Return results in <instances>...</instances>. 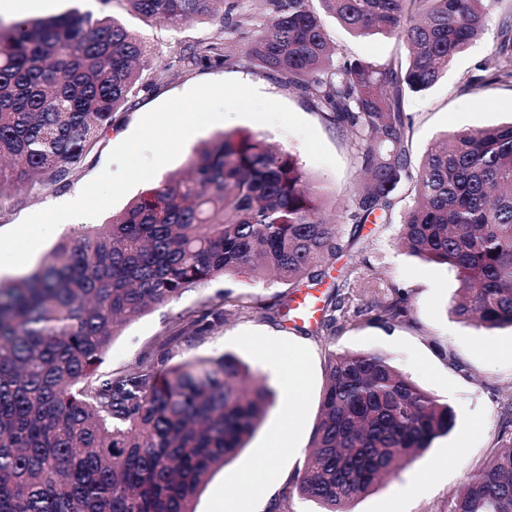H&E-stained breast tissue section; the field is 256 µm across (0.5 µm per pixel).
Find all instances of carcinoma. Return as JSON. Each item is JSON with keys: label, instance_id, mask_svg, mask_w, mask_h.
<instances>
[{"label": "carcinoma", "instance_id": "1", "mask_svg": "<svg viewBox=\"0 0 512 512\" xmlns=\"http://www.w3.org/2000/svg\"><path fill=\"white\" fill-rule=\"evenodd\" d=\"M178 28L224 0H125ZM263 26L232 14L219 34L179 51L183 66L222 64L224 34H251L247 60L350 133L365 181L341 219L322 216L298 157L252 133H219L183 175L166 177L105 224L58 244L0 281V512H196L212 473L241 451L274 392L236 357L175 361L171 349L224 323V302L179 318L158 361L100 370L111 342L150 309L200 285L241 276L315 284L343 251L342 225L392 222L410 182L399 239L460 282L452 312L478 329L512 328V123L439 139L419 164L404 103L431 88L488 28L502 0H319L356 35H395L406 58L380 64L336 48L312 0H266ZM153 56L117 18L67 12L0 26V201L30 180L66 190L151 88ZM468 85L512 83V14L494 66ZM397 288L354 309L336 290L318 329L349 318L408 317ZM454 415L384 354L329 358L299 479L322 512L350 504L453 427ZM448 512H512V439L467 482Z\"/></svg>", "mask_w": 512, "mask_h": 512}]
</instances>
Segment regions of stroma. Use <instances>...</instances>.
I'll list each match as a JSON object with an SVG mask.
<instances>
[{
  "mask_svg": "<svg viewBox=\"0 0 512 512\" xmlns=\"http://www.w3.org/2000/svg\"><path fill=\"white\" fill-rule=\"evenodd\" d=\"M75 9L109 11L151 46L156 64L150 74L153 90L139 94L129 108L116 113L113 129L96 159L75 171L70 191L83 188L106 167L110 151L131 134L146 113L199 83L237 79L285 103L310 122L336 157L338 168L313 162L295 134L237 118L198 132L174 161L158 171V178L181 172L193 149L216 134L257 133L279 149L296 154L309 175L326 187L328 212L344 210L360 178L357 151L349 133L328 122L323 113L315 111L295 92L251 66L243 55L244 40L239 34H228V58L224 64L186 69L176 66L179 47L216 34L222 26L220 16L204 17L175 30L135 15L125 0H112L108 6L102 0H49L48 6L37 10L36 15L49 17ZM325 24L331 39L350 56L384 63L406 53L404 45L393 36L355 37L330 17ZM497 32V24H490L488 31L456 59L433 87L406 98L414 159H421L443 133L512 121V86L467 84L478 66L492 63ZM63 197V192L52 188L26 185L12 198L0 201V230L15 228L29 215L46 209L49 202ZM397 229L394 223H367L359 230L344 225L343 232L351 237V244L345 246L320 284L298 288L297 294L311 297L320 306L333 286L346 282L356 303L361 304L393 286L409 296L410 315L405 320L348 323L329 336L318 332L315 321L275 318L276 289L243 277H228L188 290L177 302L154 310L114 338L103 370H132L140 360L157 355L162 336L177 316L198 310L205 303L219 302L221 292H230L233 297L232 304L224 308L222 326L180 344L173 353L179 360L232 354L258 371L274 391L275 402L246 448L202 489L196 512H224L228 498L237 501L239 512H318V504L301 497L296 485L307 464L328 359L333 353H383L455 414V425L448 436L435 439L424 453L406 463L397 477L355 500L352 512H448L466 481L497 452L502 411L512 402V329L479 331L451 314L449 308L459 287L454 272L408 253L396 240ZM296 338L301 339L302 347L295 358V368L290 371L282 367L281 360L288 355L289 342ZM297 393L303 397V411L291 431V449L283 450L269 463L268 487H247L241 481L243 473L263 458L267 442L278 434L282 417ZM413 477L430 483V490L398 505V485Z\"/></svg>",
  "mask_w": 512,
  "mask_h": 512,
  "instance_id": "obj_1",
  "label": "stroma"
}]
</instances>
